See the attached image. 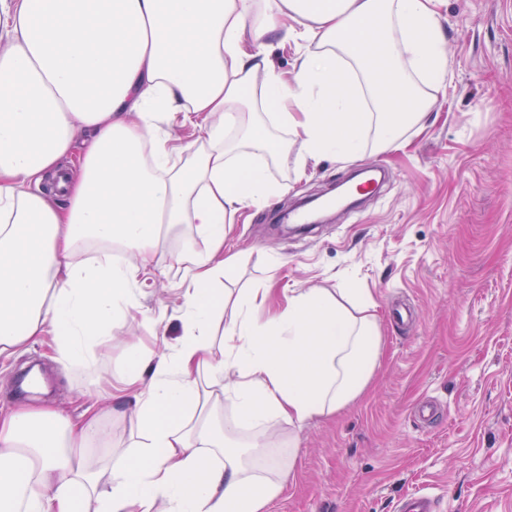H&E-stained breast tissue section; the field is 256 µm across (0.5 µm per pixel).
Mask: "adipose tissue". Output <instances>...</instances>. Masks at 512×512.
Masks as SVG:
<instances>
[{
  "instance_id": "1",
  "label": "adipose tissue",
  "mask_w": 512,
  "mask_h": 512,
  "mask_svg": "<svg viewBox=\"0 0 512 512\" xmlns=\"http://www.w3.org/2000/svg\"><path fill=\"white\" fill-rule=\"evenodd\" d=\"M441 2L0 0V357L47 336L67 363H93L162 235L190 224L210 245L185 258L174 354L134 355L125 373L132 452L103 475L82 455L102 435L98 415L0 413V512H266L292 473L268 453L269 422L355 401L379 332L375 301L357 317L323 288L263 322L259 288L225 312L213 282L237 267L221 254L226 223L282 190L252 100L273 108L304 162L399 148L448 85ZM283 29L303 42L288 80L270 61ZM174 125L204 128L206 146L188 154ZM112 242L133 260H114ZM244 429L256 459L233 449Z\"/></svg>"
}]
</instances>
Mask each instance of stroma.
Returning <instances> with one entry per match:
<instances>
[{
  "label": "stroma",
  "instance_id": "35a3bbf8",
  "mask_svg": "<svg viewBox=\"0 0 512 512\" xmlns=\"http://www.w3.org/2000/svg\"><path fill=\"white\" fill-rule=\"evenodd\" d=\"M440 13L452 78L406 146L367 147L362 165L389 174L382 195L307 234L274 223L354 168L327 158L297 177L298 148L274 128L289 150L268 172L286 191L238 214L224 240L241 265L219 287L269 288L279 302L325 288L352 309L377 304L380 352L362 396L299 428L270 423L293 471L268 512H395L424 486L446 512H512V0H443ZM206 248L189 225L170 231L91 365H66L45 342L16 348L0 362V409L45 399L74 417L96 412L107 437L91 462L123 456L132 407L109 397L133 354H173L189 285L180 258ZM426 395L449 408L429 427L412 418Z\"/></svg>",
  "mask_w": 512,
  "mask_h": 512
}]
</instances>
